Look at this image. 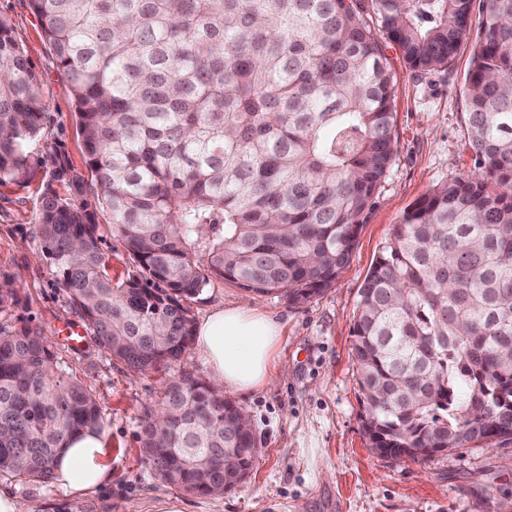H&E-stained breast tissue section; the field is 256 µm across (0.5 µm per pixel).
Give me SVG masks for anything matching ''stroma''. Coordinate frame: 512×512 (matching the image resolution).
I'll list each match as a JSON object with an SVG mask.
<instances>
[{
  "instance_id": "obj_1",
  "label": "stroma",
  "mask_w": 512,
  "mask_h": 512,
  "mask_svg": "<svg viewBox=\"0 0 512 512\" xmlns=\"http://www.w3.org/2000/svg\"><path fill=\"white\" fill-rule=\"evenodd\" d=\"M0 16L17 29L46 106L26 168L0 184V281L16 280L20 297L0 314V325L44 336L67 373L93 392L112 436V480L96 492L65 495L48 482L0 475V488L17 498L21 512H156L168 500L180 512H501L512 501V438L424 460L374 452L363 430L351 355L358 292L395 224L419 198L473 167L463 94L469 46L460 48L451 67L416 74L386 44L396 78L398 152L333 288L293 305L216 277L191 302L197 323L246 304L282 329L277 353L284 368L271 383L244 392L224 389L249 417L260 452L248 478L214 498L161 482L139 452L145 415L158 409L164 382L182 369L212 379L196 349L188 348L179 365L142 375L107 354L92 334L75 345L64 338L84 320L43 258L35 224L46 187L62 196L68 190L51 179L53 157L65 155L83 174L86 154L71 90L58 77L26 0H0Z\"/></svg>"
}]
</instances>
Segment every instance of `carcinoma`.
I'll use <instances>...</instances> for the list:
<instances>
[{"label":"carcinoma","instance_id":"carcinoma-1","mask_svg":"<svg viewBox=\"0 0 512 512\" xmlns=\"http://www.w3.org/2000/svg\"><path fill=\"white\" fill-rule=\"evenodd\" d=\"M27 0L72 91L94 181L53 160L35 234L101 347L148 373L193 339L187 302L215 276L292 304L333 287L397 153L384 43L415 72L470 40L475 171L415 202L359 290L351 353L372 448L413 460L512 438V0ZM479 22L472 28L474 4ZM44 113L0 18V182L26 168ZM127 251L112 281L98 213ZM19 302L0 283V313ZM145 420L142 462L212 496L249 472L244 412L182 372ZM91 393L35 331L0 326V473L52 477L100 432Z\"/></svg>","mask_w":512,"mask_h":512}]
</instances>
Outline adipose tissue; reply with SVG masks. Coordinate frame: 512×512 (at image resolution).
Masks as SVG:
<instances>
[{
    "label": "adipose tissue",
    "instance_id": "adipose-tissue-1",
    "mask_svg": "<svg viewBox=\"0 0 512 512\" xmlns=\"http://www.w3.org/2000/svg\"><path fill=\"white\" fill-rule=\"evenodd\" d=\"M281 328L271 317L247 308L212 313L196 331L200 357L214 375L244 391L271 381L280 362L275 355ZM107 436L83 433L71 439L53 472L63 490L77 493L95 489L112 479L107 462Z\"/></svg>",
    "mask_w": 512,
    "mask_h": 512
}]
</instances>
